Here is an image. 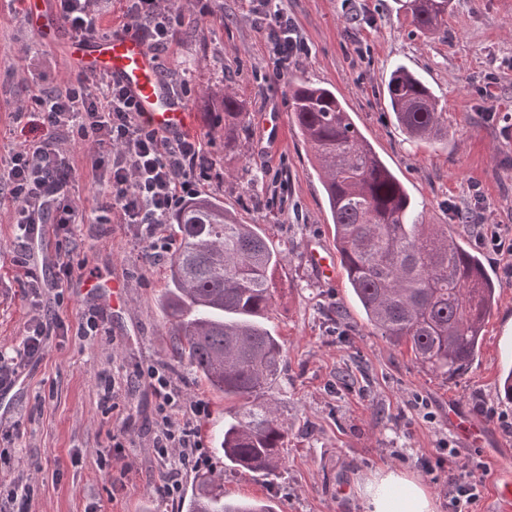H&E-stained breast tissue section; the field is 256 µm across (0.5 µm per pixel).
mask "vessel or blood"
Returning <instances> with one entry per match:
<instances>
[{
    "label": "vessel or blood",
    "instance_id": "b4317fda",
    "mask_svg": "<svg viewBox=\"0 0 512 512\" xmlns=\"http://www.w3.org/2000/svg\"><path fill=\"white\" fill-rule=\"evenodd\" d=\"M27 11L33 16L32 27L46 47L64 46L76 70L101 72L117 80L134 100L141 120L168 136L187 130V107L169 94L157 61L139 33L122 29L106 36L74 35L64 40L54 17L35 18L36 0H27ZM87 294L90 301L109 312L125 305L124 296L113 284L95 283ZM496 478L495 498L501 512H512V465L499 467Z\"/></svg>",
    "mask_w": 512,
    "mask_h": 512
}]
</instances>
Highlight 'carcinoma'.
Masks as SVG:
<instances>
[{
    "label": "carcinoma",
    "mask_w": 512,
    "mask_h": 512,
    "mask_svg": "<svg viewBox=\"0 0 512 512\" xmlns=\"http://www.w3.org/2000/svg\"><path fill=\"white\" fill-rule=\"evenodd\" d=\"M412 24L437 32L448 0H404ZM294 122L315 152L347 281L367 321L394 346L451 380L477 357L486 314L500 284L481 255L446 224H427L401 181L355 127L328 87L292 85ZM385 97L396 124L414 142L448 136L445 112L431 88L398 66ZM204 102L210 132L231 144L245 126L234 92ZM178 246L167 266L159 302L175 337L172 358L236 407L224 424V463L238 471L272 474L283 463L288 429L271 408L285 359L279 338L264 324L274 299L281 256L252 224H240L224 203L200 196L175 216ZM223 484L199 480L182 512H274L266 505L228 502Z\"/></svg>",
    "instance_id": "obj_1"
}]
</instances>
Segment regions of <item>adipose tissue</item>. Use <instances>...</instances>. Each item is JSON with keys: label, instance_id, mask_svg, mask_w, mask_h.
<instances>
[{"label": "adipose tissue", "instance_id": "1", "mask_svg": "<svg viewBox=\"0 0 512 512\" xmlns=\"http://www.w3.org/2000/svg\"><path fill=\"white\" fill-rule=\"evenodd\" d=\"M364 512H433L423 485L389 471L370 481L364 491Z\"/></svg>", "mask_w": 512, "mask_h": 512}]
</instances>
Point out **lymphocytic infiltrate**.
<instances>
[{
  "label": "lymphocytic infiltrate",
  "mask_w": 512,
  "mask_h": 512,
  "mask_svg": "<svg viewBox=\"0 0 512 512\" xmlns=\"http://www.w3.org/2000/svg\"><path fill=\"white\" fill-rule=\"evenodd\" d=\"M255 3L254 23L266 33L274 75L284 78L294 62L309 55V45L284 0ZM125 18L153 48L161 49L175 39L182 14L162 10L160 0H128ZM33 104L43 122L58 129L59 135L26 145L11 157L9 194L23 236L33 238L37 227L48 222L65 229L77 221L76 209L64 201L71 169L63 136L71 132L97 157L108 187V207L118 208L123 223L136 225L149 254L158 256L157 226L166 223L193 184L208 172L199 143L187 137H164L144 124L126 90L98 73L76 74L63 89L37 95ZM147 376L157 401L154 446L166 468L158 492L170 498L179 489L182 472L206 462L193 427L206 405L184 404L178 386L157 369H148Z\"/></svg>",
  "instance_id": "obj_1"
}]
</instances>
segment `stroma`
I'll return each instance as SVG.
<instances>
[{
	"mask_svg": "<svg viewBox=\"0 0 512 512\" xmlns=\"http://www.w3.org/2000/svg\"><path fill=\"white\" fill-rule=\"evenodd\" d=\"M311 47L287 77L272 78L274 61L253 23L251 0H184L176 39L157 54L165 85L194 115L189 137L209 160L199 195H212L243 224H255L282 257L268 326L286 352L274 390L288 428L282 465L261 476L224 464V421L234 407L171 358L156 301L166 262L149 258L134 227L96 223L106 188L92 169V152L67 143L75 170L67 196L80 223L68 234L49 229L50 275L70 266L61 291L31 289L42 275L13 222L7 161L18 147L52 137L37 112L17 117L33 96L73 78L63 49L43 47L21 0H0V354L29 372L26 391L0 416V484L30 489L27 512H181L182 494L201 475H220L228 500H257L275 512H363V491L379 473L418 479L435 512H454L448 475L424 461L453 448L480 481L469 512H493L494 449L512 459V401L500 390L512 363V254L482 251L500 283L472 367L447 382L428 373L404 346L377 335L353 300L344 272L324 279L311 248L336 247L317 162L293 122L290 86L305 81L331 88L376 153L424 210L427 223L448 224L454 209L470 212L463 242L480 248L494 229L512 237V0H449L446 27L421 34L400 0H286ZM420 74L448 117V140L417 145L395 127L384 95L396 64ZM232 88L248 121L236 144L209 136L204 91ZM492 88L494 103L484 90ZM122 281L128 304L106 317L87 304L79 286L91 273ZM92 335L78 329L89 317ZM56 318L61 329L35 357L23 341L35 324ZM170 376L186 401L203 400L197 429L209 458L184 472L180 497L156 488L165 467L153 448L156 400L148 368ZM118 388L115 408L100 403L105 380ZM487 426L486 441L463 439L448 424V404ZM121 448H114V441Z\"/></svg>",
	"mask_w": 512,
	"mask_h": 512,
	"instance_id": "1",
	"label": "stroma"
}]
</instances>
